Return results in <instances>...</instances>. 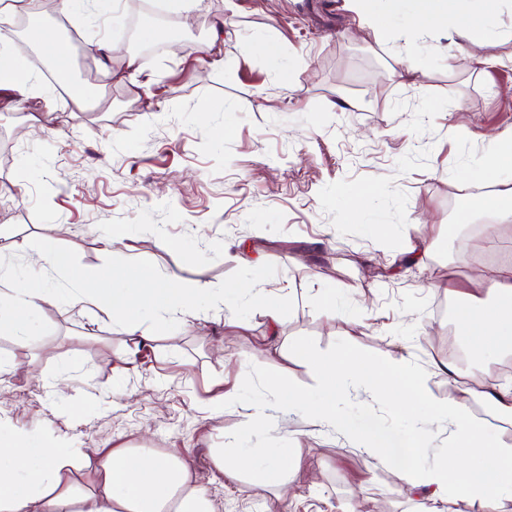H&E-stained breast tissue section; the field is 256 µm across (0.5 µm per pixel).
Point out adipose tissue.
I'll return each mask as SVG.
<instances>
[{
  "label": "adipose tissue",
  "instance_id": "obj_1",
  "mask_svg": "<svg viewBox=\"0 0 512 512\" xmlns=\"http://www.w3.org/2000/svg\"><path fill=\"white\" fill-rule=\"evenodd\" d=\"M393 8L410 4L418 27L437 26L457 37L460 54L471 65L489 64L484 49L492 37V26L502 0H391ZM31 260L61 271L75 284L68 302L100 309L127 335L139 330L135 301L160 311L175 306L191 307L199 294L197 287L178 277H164L139 264L124 268L120 277L136 284L135 294L114 285L113 276L102 273L87 279L73 269L55 237L43 240ZM488 289L490 302H481L480 289ZM7 298L15 318L11 332L20 342L29 339L27 315L55 302L56 293L47 285L10 289ZM454 330L468 350L478 356L498 352L512 354V264L487 265L467 279L458 291L453 313ZM296 359L313 364L323 400L308 404L277 375L282 405L305 408L312 424L340 428L336 402L349 389L376 390L395 399L400 413L409 417L415 405H430L434 417L444 423L456 446L455 452L437 466L421 471L404 467L401 479L408 490L427 488L433 502L427 512L448 499L464 496L478 501L480 512H498L501 498L512 493V445L490 439L483 424L471 420L466 401L469 388L436 402L424 391V375L408 376L406 360L394 357L375 362L347 355L341 361L315 357L304 346H296ZM35 462L27 486L15 479L17 466ZM0 512H214L205 493L192 481V463L185 458L149 459L137 448L104 450L90 448L71 453L57 448L30 447L15 436L0 440Z\"/></svg>",
  "mask_w": 512,
  "mask_h": 512
}]
</instances>
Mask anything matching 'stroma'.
Masks as SVG:
<instances>
[{
    "label": "stroma",
    "instance_id": "stroma-1",
    "mask_svg": "<svg viewBox=\"0 0 512 512\" xmlns=\"http://www.w3.org/2000/svg\"><path fill=\"white\" fill-rule=\"evenodd\" d=\"M375 9L391 40L351 0H196L188 12L171 0H105L91 18L49 0L40 27L57 30L66 16L96 52L97 90L61 95L36 68L28 96L0 85V269L18 287L69 289L27 261L57 225L86 276L139 262L203 292L188 311L139 305L141 343L100 310L62 301L29 315L21 343L1 304L0 431L37 448L191 459L215 512H345L352 502L416 512L425 493L405 489L404 460L358 446L423 440L414 465L434 466L451 442L426 404L403 418L382 394H351L336 405L341 433L281 407L275 377L320 399L313 368L291 354L301 344L319 357L402 354L410 374L428 371L435 399L454 392L434 368L452 324L440 284L499 263L490 238L512 242V223L481 206L491 141L512 130V0L481 71L443 30L416 28L409 8ZM218 25L220 67L201 52ZM131 36L150 47L134 74ZM409 65L415 74L399 81ZM408 237L424 241L411 263L397 257ZM258 289L278 302V333L250 301ZM257 405L272 424L243 430ZM217 448L242 462L240 480L217 471ZM269 469L293 475V494L252 483Z\"/></svg>",
    "mask_w": 512,
    "mask_h": 512
}]
</instances>
